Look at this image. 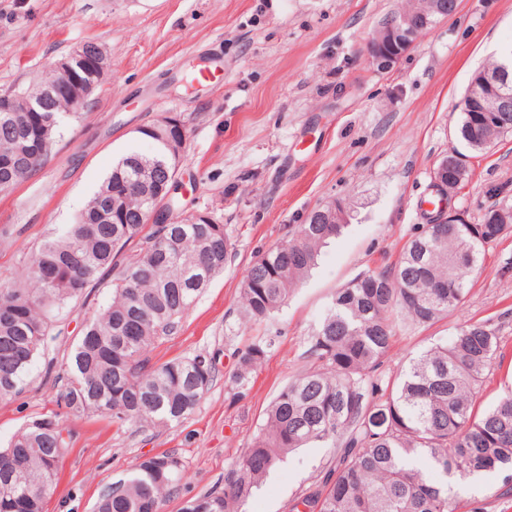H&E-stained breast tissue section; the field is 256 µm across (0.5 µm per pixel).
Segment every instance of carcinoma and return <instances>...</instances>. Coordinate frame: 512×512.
I'll return each instance as SVG.
<instances>
[{
    "label": "carcinoma",
    "instance_id": "1",
    "mask_svg": "<svg viewBox=\"0 0 512 512\" xmlns=\"http://www.w3.org/2000/svg\"><path fill=\"white\" fill-rule=\"evenodd\" d=\"M502 57L478 72L493 89L481 123L459 104L458 138L473 152L512 133V72L501 81ZM18 88L15 112L0 111V158L32 150L22 169L0 167L8 188L48 159L63 118L81 117L49 101L47 112H27ZM164 115L140 133L155 143L150 155L132 152L117 161L75 223L46 240L22 281L0 287V399L22 393L61 313L112 271V299L84 328L74 347L57 401L73 416L107 417L120 427H166L187 418L217 377L216 361L196 354L154 365L149 354L176 334L184 314L224 269L231 243L209 213L171 217L170 192L184 143L166 134ZM492 202L477 224L425 223L406 242L394 267L364 272L336 292L307 336L315 365L301 371L267 410L250 446L224 469V486L185 500L182 512H243L264 478L287 454L309 442L331 443L340 456L319 483L299 496L309 512H457L448 483H436L417 465L426 459L446 477L476 481L503 474L512 483V388L486 410L475 408L483 376L506 343L488 321L462 326L401 367L397 382L379 369L390 358L396 321L424 325L461 307L486 248L512 228V200L490 187ZM507 211V222L487 215ZM346 224H313L310 218L287 238L256 256L240 289L243 323L270 318L315 266L322 248ZM135 249L128 256L126 251ZM56 275L47 282L45 271ZM261 336L236 353L232 382L243 392L251 374L277 347ZM14 436L0 450V512H43L53 490L70 431L49 420ZM183 464L174 454L134 464L104 487L93 512H163L180 489Z\"/></svg>",
    "mask_w": 512,
    "mask_h": 512
}]
</instances>
